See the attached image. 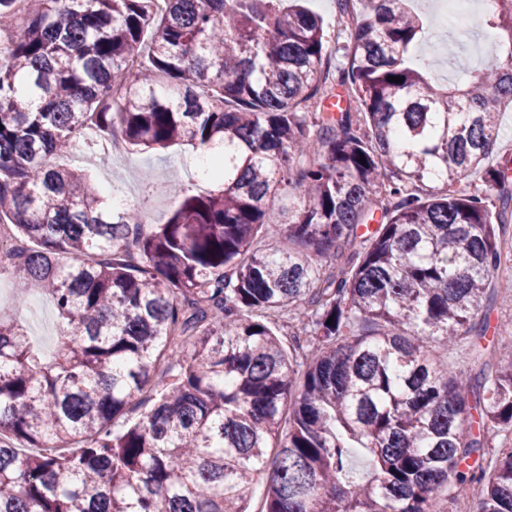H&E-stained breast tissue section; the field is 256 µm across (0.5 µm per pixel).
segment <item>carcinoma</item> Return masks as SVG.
<instances>
[{
	"mask_svg": "<svg viewBox=\"0 0 512 512\" xmlns=\"http://www.w3.org/2000/svg\"><path fill=\"white\" fill-rule=\"evenodd\" d=\"M408 2L360 0L334 70L288 0H0L6 257L61 338L46 361L0 316V512H245L263 472L260 512H447L472 484L474 512H512V354L481 345L512 261V155L485 166L512 105V0L471 18L507 67L448 44L461 87L410 61L426 22ZM337 88V112L305 111ZM114 137L212 151L223 187L146 229L48 162ZM290 313L287 352L267 318ZM440 342L481 368L440 367Z\"/></svg>",
	"mask_w": 512,
	"mask_h": 512,
	"instance_id": "1",
	"label": "carcinoma"
}]
</instances>
